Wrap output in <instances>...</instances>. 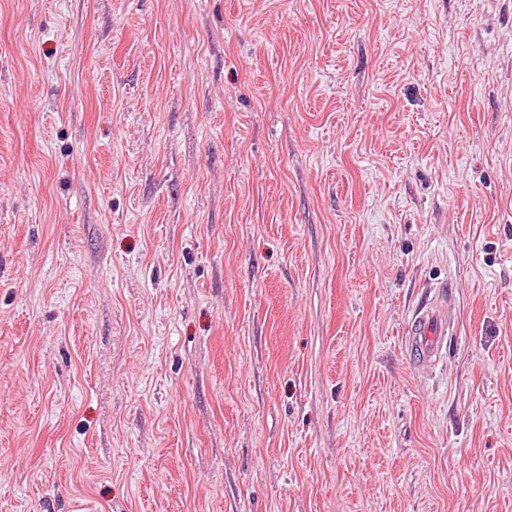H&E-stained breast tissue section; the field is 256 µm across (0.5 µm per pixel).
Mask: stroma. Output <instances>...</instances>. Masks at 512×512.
Returning <instances> with one entry per match:
<instances>
[{
	"mask_svg": "<svg viewBox=\"0 0 512 512\" xmlns=\"http://www.w3.org/2000/svg\"><path fill=\"white\" fill-rule=\"evenodd\" d=\"M0 512H512V0H0ZM412 342L423 363L435 362L448 336V305L445 301L432 302L416 314L411 328Z\"/></svg>",
	"mask_w": 512,
	"mask_h": 512,
	"instance_id": "1",
	"label": "stroma"
}]
</instances>
